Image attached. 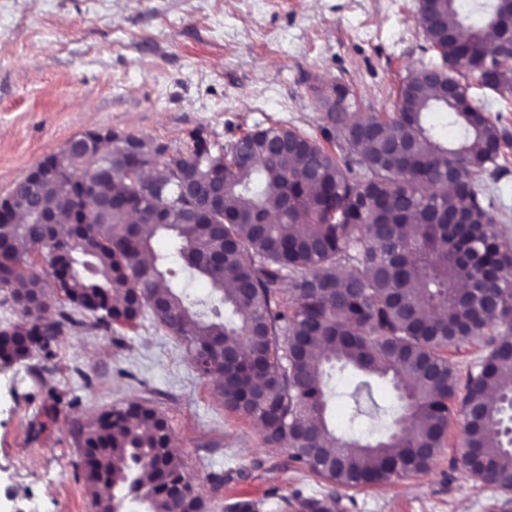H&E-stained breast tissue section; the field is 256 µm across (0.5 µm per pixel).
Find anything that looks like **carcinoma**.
Returning <instances> with one entry per match:
<instances>
[{
    "label": "carcinoma",
    "mask_w": 512,
    "mask_h": 512,
    "mask_svg": "<svg viewBox=\"0 0 512 512\" xmlns=\"http://www.w3.org/2000/svg\"><path fill=\"white\" fill-rule=\"evenodd\" d=\"M462 0H425L419 23L437 60L411 71L396 112L358 120L341 84L322 101L324 138L269 126L214 148L196 130L188 154L143 136H114L98 154L84 140L45 158L53 176L25 177L0 213V292L22 322L0 331V358L54 355L60 336L87 323L66 311L47 320V289L71 306L100 311L94 326L131 325L150 309L156 323L187 341L204 375L221 370L224 407L247 418L266 442L288 449L301 468L342 488L421 474L447 438L459 402V462L476 481L512 494V247L499 242L493 203L476 190L498 167L508 138L468 94L450 99L448 78L512 93V62L498 57L488 28L464 25ZM471 11L512 19V0H471ZM440 110L461 130L442 144L427 127ZM364 123L372 136L359 139ZM287 139L286 154L269 143ZM155 167L160 192L139 193L123 173ZM97 171L101 212H85L84 169ZM456 187L448 188V175ZM224 176V220L211 215L213 181ZM60 223L43 224L44 214ZM156 213L155 223L145 218ZM183 267L209 282L214 299L196 309L178 271L153 254L158 235ZM49 260V278L28 268ZM485 336L486 353L464 390L445 351ZM241 344L225 362L216 346ZM351 366L387 378L402 415L381 439L361 444L329 429L326 367ZM82 469L94 512L136 492L147 512H204L185 483L167 419L144 403L112 408L79 428ZM293 512H335L336 498L295 492Z\"/></svg>",
    "instance_id": "carcinoma-1"
}]
</instances>
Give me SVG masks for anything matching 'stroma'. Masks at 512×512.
<instances>
[{
  "label": "stroma",
  "mask_w": 512,
  "mask_h": 512,
  "mask_svg": "<svg viewBox=\"0 0 512 512\" xmlns=\"http://www.w3.org/2000/svg\"><path fill=\"white\" fill-rule=\"evenodd\" d=\"M431 53L418 0H0V198L30 169L91 129L144 136L187 150L190 134L228 146L267 126L319 137L320 101L336 85L352 111L394 112L409 71ZM481 196L512 244V144ZM62 336L48 372L42 358L0 360V512H94L77 476V434L102 411L150 402L168 420L185 476L206 512L239 499L286 512L295 492L331 483L297 467L283 447L228 412L186 341L144 312L137 327ZM350 368L325 376L327 420L337 435L381 437L399 413L387 381L371 382L378 419L355 417ZM459 412L431 469L353 491L347 512H512L498 490L456 463Z\"/></svg>",
  "instance_id": "1"
}]
</instances>
